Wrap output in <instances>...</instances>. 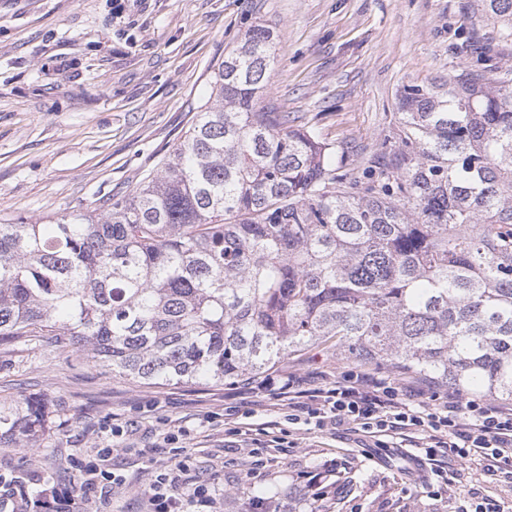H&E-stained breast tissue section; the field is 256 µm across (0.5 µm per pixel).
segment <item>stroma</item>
I'll return each mask as SVG.
<instances>
[{
  "mask_svg": "<svg viewBox=\"0 0 512 512\" xmlns=\"http://www.w3.org/2000/svg\"><path fill=\"white\" fill-rule=\"evenodd\" d=\"M256 26L274 43L263 104L335 144L347 172L394 132L403 86H439L472 65L460 28L512 65V45L494 40L473 0H0V222H42L135 190ZM355 368L316 349L254 381L156 387L43 337L2 345L0 399L37 395L50 413L35 446L0 447V478L37 470L66 487L87 449L117 441L124 450L107 468L122 481L95 512H143L176 448L188 481L213 489L221 512H246L243 481L279 497L328 467L336 492L323 512H475L482 501L512 512V478L485 476L477 461L448 458L441 478L411 441L288 422L278 378L318 384Z\"/></svg>",
  "mask_w": 512,
  "mask_h": 512,
  "instance_id": "1",
  "label": "stroma"
}]
</instances>
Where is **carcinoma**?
I'll return each mask as SVG.
<instances>
[{
	"label": "carcinoma",
	"mask_w": 512,
	"mask_h": 512,
	"mask_svg": "<svg viewBox=\"0 0 512 512\" xmlns=\"http://www.w3.org/2000/svg\"><path fill=\"white\" fill-rule=\"evenodd\" d=\"M512 39V0H474ZM269 29L218 65L212 102L129 194L0 224V343L87 352L148 384L255 378L313 345L512 401V70L403 88L399 125L340 172L336 146L261 105ZM47 401L0 403V447Z\"/></svg>",
	"instance_id": "cac0c4a2"
}]
</instances>
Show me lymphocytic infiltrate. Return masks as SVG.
<instances>
[{"instance_id":"f902f5d3","label":"lymphocytic infiltrate","mask_w":512,"mask_h":512,"mask_svg":"<svg viewBox=\"0 0 512 512\" xmlns=\"http://www.w3.org/2000/svg\"><path fill=\"white\" fill-rule=\"evenodd\" d=\"M296 375L285 377L276 397L288 408L289 421L307 418L316 426H351L374 437H421L425 458L437 455L479 461L486 475H512V412L481 398H464L451 391L446 395L421 392L393 379L359 372L349 374L331 387L304 389ZM186 467L176 462L158 473L147 497L148 512H181L185 502L210 508L214 496L204 486H196L183 496ZM72 491L48 492L30 499L23 483H11L0 496V512H75Z\"/></svg>"}]
</instances>
